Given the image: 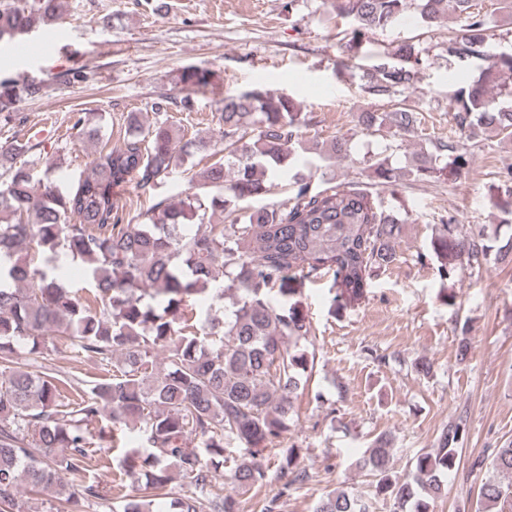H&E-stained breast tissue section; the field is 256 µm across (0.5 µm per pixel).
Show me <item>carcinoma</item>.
<instances>
[{"instance_id":"carcinoma-1","label":"carcinoma","mask_w":512,"mask_h":512,"mask_svg":"<svg viewBox=\"0 0 512 512\" xmlns=\"http://www.w3.org/2000/svg\"><path fill=\"white\" fill-rule=\"evenodd\" d=\"M333 9L353 23L356 44L411 13L431 27L451 11L462 22V36L452 43L459 55L483 44L494 23L473 0H334ZM62 20L60 0H0V41ZM418 62L415 44H397L367 74V92L385 100L412 88ZM511 77L512 55L463 81L450 102L458 130L512 135V106L500 104L512 97ZM175 84L187 106L214 84V72L186 66ZM46 88L34 77L0 76V116L11 118ZM303 122L298 103L263 87L224 97L209 137L187 138L166 118L145 124L132 116L122 141L104 145L91 173L67 188L15 164L28 146L0 145L6 173L0 181V512H25L17 498L23 479L53 490L63 512H81V501L106 496L99 483L75 489L65 480L92 457L94 439L107 435L104 426L96 436L88 429L103 421L114 432L137 430L144 448L124 454L120 474L145 480L159 499L173 470L193 488L173 500L176 512H240V496L273 478L281 485L262 512H279L280 501L308 478L296 469L297 448L282 451L273 478L263 462V452L281 444L301 386H309L301 381L309 361L291 346L311 341V325L290 283L328 275L336 289L331 306L357 303L367 281L397 260L405 219L352 182L313 194L302 176L284 203L227 211L271 191L270 178L294 163ZM358 122L366 130L409 132L420 118L407 104L389 113L363 112ZM72 129L82 140L99 139L100 127L85 114ZM201 152L213 161L195 173L184 197L155 203L140 224L121 223L115 188L134 179L149 190ZM465 163L458 147L441 143L416 154L408 174L440 178ZM368 169L387 188L402 177L385 158L371 159ZM430 248L442 276L463 263L479 268L487 256L476 238L448 224L431 237ZM67 259L84 265L93 304L77 297ZM220 278L224 286L215 294L210 285ZM216 297L231 300V315L208 313L196 326V308ZM21 348L95 357L105 377L79 393L67 379L21 362ZM461 438L460 424H448L435 448L397 476L390 438L381 433L358 466L374 475L375 495L392 499L395 512H429L458 466ZM232 440L244 446L243 455H224ZM477 465L486 476L476 512H509L512 483L501 477L512 476V444ZM220 467L230 484L222 496L211 491ZM122 498L120 512H152L151 499ZM315 512H368V506L335 490Z\"/></svg>"}]
</instances>
